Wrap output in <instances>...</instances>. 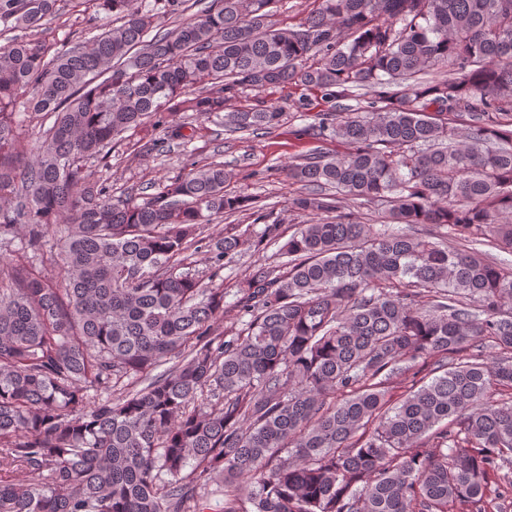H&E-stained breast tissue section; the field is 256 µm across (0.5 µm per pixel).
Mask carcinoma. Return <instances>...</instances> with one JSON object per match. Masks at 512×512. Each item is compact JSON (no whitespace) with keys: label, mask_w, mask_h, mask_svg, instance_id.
<instances>
[{"label":"carcinoma","mask_w":512,"mask_h":512,"mask_svg":"<svg viewBox=\"0 0 512 512\" xmlns=\"http://www.w3.org/2000/svg\"><path fill=\"white\" fill-rule=\"evenodd\" d=\"M57 0H0V241L64 225L57 280L0 255V512H488L512 488V0H70L112 24L66 49L40 36ZM191 16L185 13L192 8ZM454 71L452 79L427 80ZM333 108L286 175L308 217L238 286L246 328L215 323L220 269L279 243L281 219L224 190L220 163L147 197L95 177L112 141L185 112L264 135L284 110L224 111L250 88ZM369 105L342 111L353 90ZM466 116L460 126L457 118ZM52 123L29 150L25 130ZM377 207L373 223L339 199ZM246 215L259 235L204 236ZM395 224H432L409 234ZM432 363L398 402L393 384ZM167 368L160 375L154 371ZM110 389L116 396L89 398ZM431 440L434 450L414 448ZM313 0H284L275 19L282 27H294L312 9Z\"/></svg>","instance_id":"obj_1"}]
</instances>
